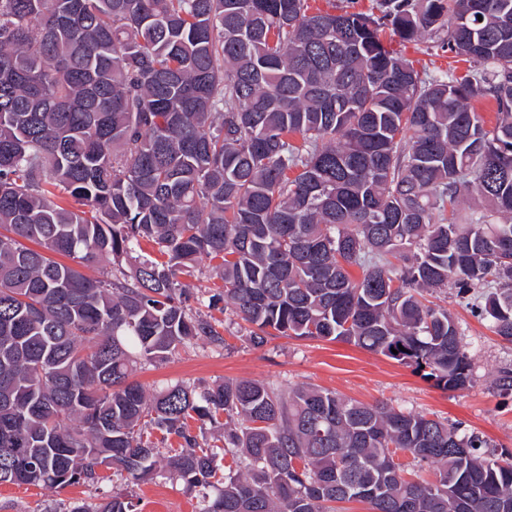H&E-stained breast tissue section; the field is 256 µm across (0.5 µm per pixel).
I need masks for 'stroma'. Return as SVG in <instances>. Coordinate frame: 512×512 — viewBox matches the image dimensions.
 Segmentation results:
<instances>
[{
	"label": "stroma",
	"mask_w": 512,
	"mask_h": 512,
	"mask_svg": "<svg viewBox=\"0 0 512 512\" xmlns=\"http://www.w3.org/2000/svg\"><path fill=\"white\" fill-rule=\"evenodd\" d=\"M183 288L194 297L192 306L222 323L226 348L197 339L167 361L138 366L135 381L154 390L168 381L199 388L227 379L270 382L281 387L315 385L364 403L385 402L408 411L437 415L482 435L491 449L512 451V397L500 396L494 380L503 368H512V343L493 333L487 322L473 316L466 301L449 297L448 310L458 321L463 342L473 359L474 382L450 391L422 378L412 367L344 342L273 337L260 348L242 336L241 320L210 304L213 281L205 273L184 274ZM111 482L52 489L0 485V512H67L71 502L98 501ZM138 512H198L196 495L182 483L161 476L130 486Z\"/></svg>",
	"instance_id": "stroma-1"
}]
</instances>
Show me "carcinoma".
<instances>
[{"label":"carcinoma","instance_id":"obj_1","mask_svg":"<svg viewBox=\"0 0 512 512\" xmlns=\"http://www.w3.org/2000/svg\"><path fill=\"white\" fill-rule=\"evenodd\" d=\"M311 2L0 0V485L161 472L199 512H512V452L459 423L310 385L131 380L227 347L179 288L204 260L254 347L343 341L464 389L450 288L512 342V0ZM388 32L465 68L419 69ZM102 260L110 278L81 272ZM68 512L136 504L115 488Z\"/></svg>","mask_w":512,"mask_h":512}]
</instances>
